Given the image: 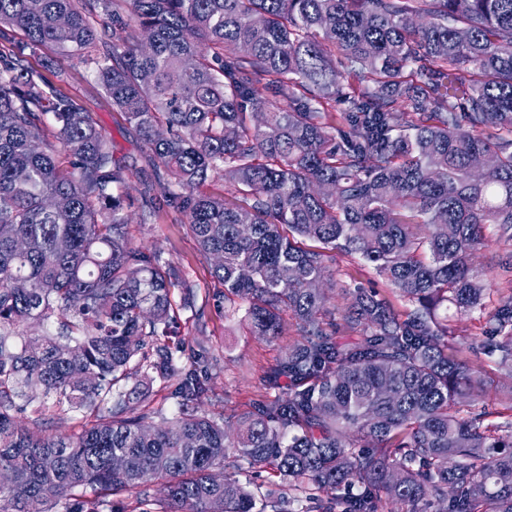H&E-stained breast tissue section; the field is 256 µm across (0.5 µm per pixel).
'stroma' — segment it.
I'll return each mask as SVG.
<instances>
[{
	"label": "stroma",
	"mask_w": 512,
	"mask_h": 512,
	"mask_svg": "<svg viewBox=\"0 0 512 512\" xmlns=\"http://www.w3.org/2000/svg\"><path fill=\"white\" fill-rule=\"evenodd\" d=\"M25 63L89 114L96 128L110 140L116 157H137L146 152L141 135L128 124L124 113L113 108L111 99L85 63L49 49L26 55ZM141 179L137 173L128 180L132 200L127 210L131 247L145 249L158 245L164 261L188 276L197 288L195 312L180 315L184 346L179 366L181 370L191 368L198 342H205L208 351L218 356L220 366L203 375L198 406L227 417L246 411L255 400L266 396L265 373L285 357L289 346L297 340L295 320L291 314H284L281 335L258 336L253 333L244 311L225 313L224 289L214 278L210 263L200 256L185 217L169 218L161 224L141 223L140 215L145 207L140 196ZM333 268L332 290L323 321L328 329L335 331L337 339L344 341L352 339L353 334L344 327L345 301L341 288L356 284L386 296L391 290L373 267L361 259L340 254ZM457 326L453 344L461 349L482 381L473 396L475 405L495 410L503 397L512 392V374L500 369L495 358L484 349L482 322L465 318Z\"/></svg>",
	"instance_id": "1"
}]
</instances>
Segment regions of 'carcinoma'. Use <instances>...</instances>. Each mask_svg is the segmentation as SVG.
<instances>
[{"instance_id":"cac0c4a2","label":"carcinoma","mask_w":512,"mask_h":512,"mask_svg":"<svg viewBox=\"0 0 512 512\" xmlns=\"http://www.w3.org/2000/svg\"><path fill=\"white\" fill-rule=\"evenodd\" d=\"M11 28L33 54L91 66L147 151L116 158L0 50V512H116L115 497L136 512H295V491L317 512H512V393L486 423L448 347L449 308L485 314L488 353L512 368V260L495 288L471 263L490 235L512 249V0H0V39ZM146 167L141 223L184 216L258 335L296 319L300 339L266 373L287 392L227 426L194 406V369L170 417L150 390L177 371L162 336L196 290L160 248L130 247L126 176ZM214 177L238 201L200 193ZM60 196L67 209L47 206ZM338 254L405 302L344 289L351 342L323 326L329 296L312 287ZM51 319L57 332L24 333ZM49 402L84 411L78 429L32 432L27 408ZM232 455L282 487L257 497L224 472ZM342 486L356 492L328 496Z\"/></svg>"}]
</instances>
